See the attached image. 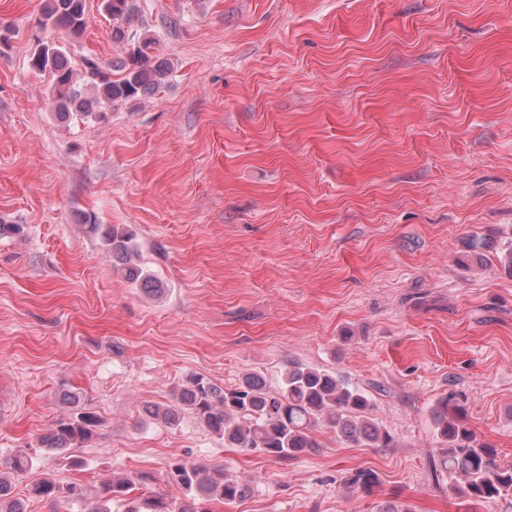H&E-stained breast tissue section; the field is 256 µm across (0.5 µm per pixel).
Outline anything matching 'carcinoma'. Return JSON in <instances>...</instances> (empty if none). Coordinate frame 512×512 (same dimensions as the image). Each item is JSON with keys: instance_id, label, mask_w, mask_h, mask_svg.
<instances>
[{"instance_id": "carcinoma-1", "label": "carcinoma", "mask_w": 512, "mask_h": 512, "mask_svg": "<svg viewBox=\"0 0 512 512\" xmlns=\"http://www.w3.org/2000/svg\"><path fill=\"white\" fill-rule=\"evenodd\" d=\"M100 7L112 19L111 40L121 43L128 39L125 24L132 16L129 0H100ZM41 14L43 26L77 37L88 23L87 0H43ZM156 46L155 38L145 36L118 62L106 65L95 56H85L76 69L63 46L41 42L30 54L29 64L37 72H50V105L54 112L63 118L83 120L168 86L172 67L156 54ZM89 229L101 235L118 273L141 281L147 289H160L159 282L137 263L132 234L116 225L104 228L91 224ZM180 402L224 444L279 460L321 447L314 433L322 428L336 439L360 447L391 448L394 444L393 436L373 422V402L368 394L335 372L310 364L288 363L275 388L254 374L245 375L230 389L218 388L205 377L192 375L181 388ZM433 421L443 445L433 469L448 477L451 494L478 503L512 498V465H503L497 450L479 441L464 425L458 406L446 400L439 402L433 410ZM99 425V417L90 411L65 416L42 439V444L53 453H65L89 440ZM167 475L170 482L185 490L186 500L173 506L160 498L134 494L137 487L144 488L153 481L151 474L143 473L135 479L103 482L102 496L88 502L85 512H112L110 503L114 498L125 502L123 512H201L197 507L200 500L232 503L246 495L243 484L217 467L176 460ZM346 483L369 493L377 479L362 471ZM32 494L50 501L61 497L83 499L81 486L71 483L64 487L52 480L35 484ZM0 512H24L2 478Z\"/></svg>"}]
</instances>
